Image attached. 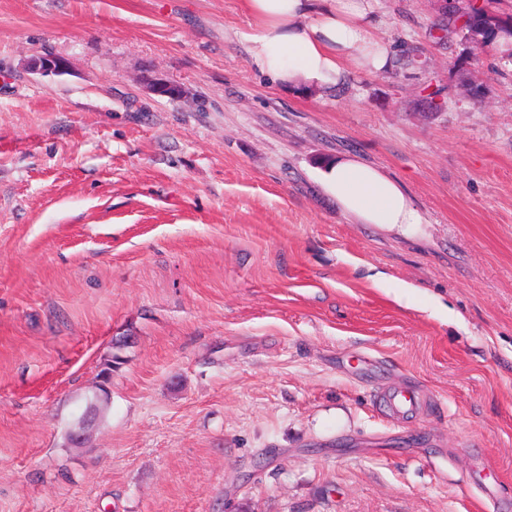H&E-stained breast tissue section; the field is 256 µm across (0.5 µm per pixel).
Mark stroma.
<instances>
[{"label": "stroma", "instance_id": "1", "mask_svg": "<svg viewBox=\"0 0 512 512\" xmlns=\"http://www.w3.org/2000/svg\"><path fill=\"white\" fill-rule=\"evenodd\" d=\"M477 6L512 20L375 0L392 67L321 97L250 67L243 0H0V512H512V63ZM344 155L424 223L339 209ZM468 38L471 35H479L484 46L491 47L494 41L502 35L512 36V23L503 21L490 15L483 9H475L466 16L464 21ZM385 412L391 417H398L419 409L420 404L416 395L406 388H398L381 393Z\"/></svg>", "mask_w": 512, "mask_h": 512}]
</instances>
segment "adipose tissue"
<instances>
[{"label":"adipose tissue","instance_id":"adipose-tissue-1","mask_svg":"<svg viewBox=\"0 0 512 512\" xmlns=\"http://www.w3.org/2000/svg\"><path fill=\"white\" fill-rule=\"evenodd\" d=\"M255 21L248 36L252 67L272 80L325 96L348 74L390 67L388 45L371 34L372 0H244ZM345 213L363 224H420L424 217L403 187L380 169L340 157L320 171Z\"/></svg>","mask_w":512,"mask_h":512}]
</instances>
